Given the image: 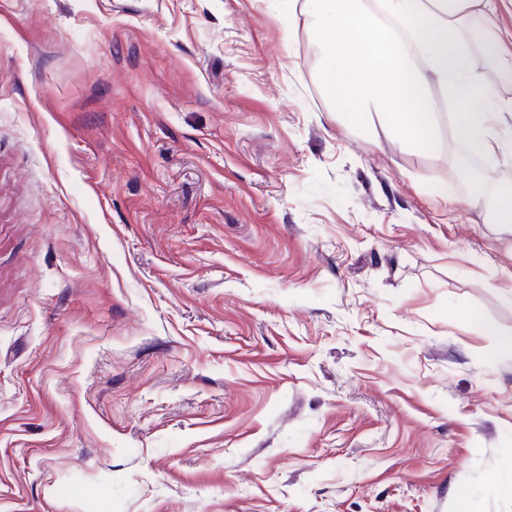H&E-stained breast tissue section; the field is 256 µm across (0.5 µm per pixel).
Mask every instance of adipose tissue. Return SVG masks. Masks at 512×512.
<instances>
[{
	"instance_id": "ef3b65f1",
	"label": "adipose tissue",
	"mask_w": 512,
	"mask_h": 512,
	"mask_svg": "<svg viewBox=\"0 0 512 512\" xmlns=\"http://www.w3.org/2000/svg\"><path fill=\"white\" fill-rule=\"evenodd\" d=\"M299 14L321 92L346 120L409 155L442 154L451 136L512 162V100L498 98L476 65L480 47L512 77L492 0H302ZM466 204L512 233V180H492Z\"/></svg>"
}]
</instances>
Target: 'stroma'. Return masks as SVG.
<instances>
[{"label":"stroma","mask_w":512,"mask_h":512,"mask_svg":"<svg viewBox=\"0 0 512 512\" xmlns=\"http://www.w3.org/2000/svg\"><path fill=\"white\" fill-rule=\"evenodd\" d=\"M289 3L0 0V512H512L484 167L342 122Z\"/></svg>","instance_id":"stroma-1"}]
</instances>
